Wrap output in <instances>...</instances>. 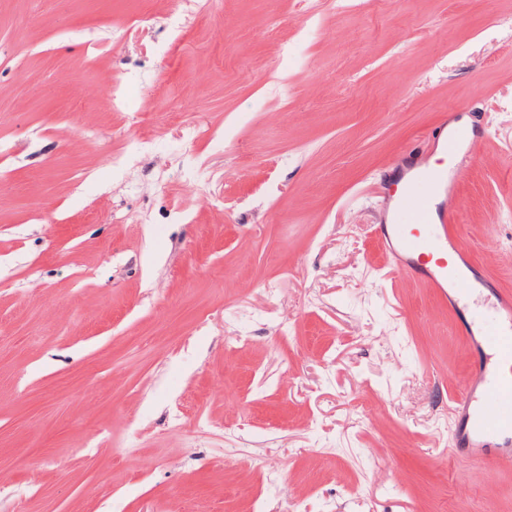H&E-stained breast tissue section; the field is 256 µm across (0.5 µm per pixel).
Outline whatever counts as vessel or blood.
I'll list each match as a JSON object with an SVG mask.
<instances>
[{"label":"vessel or blood","mask_w":512,"mask_h":512,"mask_svg":"<svg viewBox=\"0 0 512 512\" xmlns=\"http://www.w3.org/2000/svg\"><path fill=\"white\" fill-rule=\"evenodd\" d=\"M476 145L466 128L449 130L441 143L448 169L414 165L413 184L397 200L399 211L409 213V223L376 227L394 272L428 282L454 309L480 296L487 284L461 276L472 248L456 214L441 209L436 199L453 191L448 175L462 172ZM492 308V320L477 314L466 326L475 363L452 406L457 420L452 444L467 458L512 470V298L496 294Z\"/></svg>","instance_id":"b4317fda"}]
</instances>
